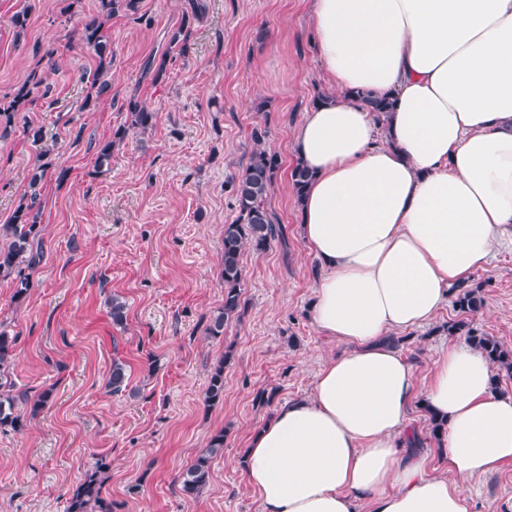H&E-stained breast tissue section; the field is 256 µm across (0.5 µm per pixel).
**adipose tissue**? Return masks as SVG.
Instances as JSON below:
<instances>
[{
    "label": "adipose tissue",
    "mask_w": 512,
    "mask_h": 512,
    "mask_svg": "<svg viewBox=\"0 0 512 512\" xmlns=\"http://www.w3.org/2000/svg\"><path fill=\"white\" fill-rule=\"evenodd\" d=\"M331 88L292 148L313 174L299 234L318 261L311 319L340 345L307 399L242 459L262 512H469L465 480L512 462V395L452 343L425 388L389 334L430 323L512 252V0H310ZM392 101L387 123L358 102ZM445 423L431 474L411 401Z\"/></svg>",
    "instance_id": "obj_1"
}]
</instances>
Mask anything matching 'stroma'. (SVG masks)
Here are the masks:
<instances>
[{
	"label": "stroma",
	"mask_w": 512,
	"mask_h": 512,
	"mask_svg": "<svg viewBox=\"0 0 512 512\" xmlns=\"http://www.w3.org/2000/svg\"><path fill=\"white\" fill-rule=\"evenodd\" d=\"M193 0H141L138 13L106 27L112 85L88 76L98 57L77 22L100 0H0V97L31 71L52 87L32 97L0 133V224L9 223L43 144L56 143L41 194L43 258L24 298L0 280V324L15 336L9 372L18 390L51 402L21 429L0 431V512H67L98 459L112 512H262L241 458L276 406L310 397L321 364L339 347L314 326L316 263L299 236L289 186L295 126L327 83L313 47L308 0H200L185 45L170 41ZM27 12L24 34L10 24ZM165 61L161 75L144 71ZM154 112L151 130L130 128L128 105ZM127 128L122 141L114 133ZM279 155L268 197L283 237L245 250L246 307L219 337L206 326L224 302L223 233L238 212L226 183L246 167L254 132ZM112 160L97 166L100 148ZM480 332L512 350V254L484 270ZM126 303L114 324L108 300ZM445 305L401 351L426 384L456 318ZM126 391L109 394L113 360ZM224 368V399L205 401ZM274 391L260 404V391ZM226 430L224 454L197 497L181 472ZM470 512H512V462L464 485Z\"/></svg>",
	"instance_id": "35a3bbf8"
}]
</instances>
